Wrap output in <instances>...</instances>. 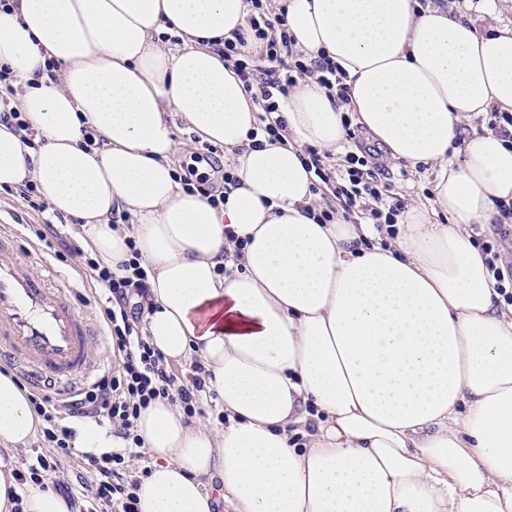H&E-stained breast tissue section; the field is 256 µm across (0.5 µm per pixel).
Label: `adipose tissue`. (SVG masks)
<instances>
[{
    "label": "adipose tissue",
    "mask_w": 512,
    "mask_h": 512,
    "mask_svg": "<svg viewBox=\"0 0 512 512\" xmlns=\"http://www.w3.org/2000/svg\"><path fill=\"white\" fill-rule=\"evenodd\" d=\"M280 3L297 50L335 61L351 92L339 106L299 82L280 139L257 148L253 100L214 50L245 0L0 5V66L44 138L0 123V188L35 184L106 266L138 257L143 333L165 360L203 363L227 420L161 397L141 411L139 510L512 512V308L470 231L512 201V144L462 130L512 112V28L417 0ZM172 113L223 147V205L181 184ZM348 121L434 173L432 206L402 212L386 243L315 219L304 148L344 153ZM40 425L0 374V444Z\"/></svg>",
    "instance_id": "ef3b65f1"
}]
</instances>
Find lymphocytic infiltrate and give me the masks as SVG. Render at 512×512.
I'll use <instances>...</instances> for the list:
<instances>
[{
    "label": "lymphocytic infiltrate",
    "instance_id": "lymphocytic-infiltrate-1",
    "mask_svg": "<svg viewBox=\"0 0 512 512\" xmlns=\"http://www.w3.org/2000/svg\"><path fill=\"white\" fill-rule=\"evenodd\" d=\"M250 9L245 26L236 41L225 43V60L234 61L246 87L270 121L262 128L269 141H277L285 126L278 119L280 102L298 80L311 79L325 90L335 92L338 102H347L349 89L335 62L326 57L306 60L288 33L286 12L266 10L263 0H247ZM257 43L266 63L252 64L243 56L246 42ZM305 162L314 168L323 183L333 184L341 202L340 211L324 210L320 223L360 214L370 224L396 223L404 205L392 191L385 166L370 147L348 154L343 168H335L328 152L306 148ZM28 234L43 243L59 241L60 261L77 260L106 287L100 312L109 331V342L117 350L120 361L116 369L103 372L70 397L61 398L51 391H28L31 407L43 421L42 452L29 456L16 474L20 486L43 485L52 475L64 471L75 456H82L84 468L94 478V495L87 504L70 483L61 482L57 491L64 494L78 512H137L138 480L127 478L124 454L103 451L78 454L74 425L83 419L108 421L118 438L134 439V423L142 408L163 397L178 404L187 416H194L202 393H205L209 371L197 367L187 380H177L163 357L150 345L139 328L141 306L136 297L146 287V276L137 262L122 263L120 271H112L85 252L79 238L58 229L55 224L27 225Z\"/></svg>",
    "mask_w": 512,
    "mask_h": 512
}]
</instances>
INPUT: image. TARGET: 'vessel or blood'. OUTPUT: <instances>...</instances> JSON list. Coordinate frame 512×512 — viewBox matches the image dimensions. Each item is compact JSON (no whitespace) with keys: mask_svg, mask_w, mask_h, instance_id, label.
I'll use <instances>...</instances> for the list:
<instances>
[{"mask_svg":"<svg viewBox=\"0 0 512 512\" xmlns=\"http://www.w3.org/2000/svg\"><path fill=\"white\" fill-rule=\"evenodd\" d=\"M19 248L12 232L0 230V359L14 362L34 384L72 395L100 366L91 352L94 330L61 289L16 260Z\"/></svg>","mask_w":512,"mask_h":512,"instance_id":"vessel-or-blood-1","label":"vessel or blood"}]
</instances>
